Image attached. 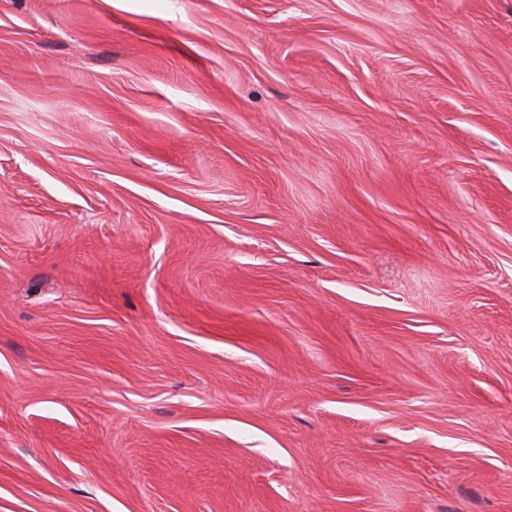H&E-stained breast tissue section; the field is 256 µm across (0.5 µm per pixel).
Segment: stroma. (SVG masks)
Segmentation results:
<instances>
[{
    "mask_svg": "<svg viewBox=\"0 0 512 512\" xmlns=\"http://www.w3.org/2000/svg\"><path fill=\"white\" fill-rule=\"evenodd\" d=\"M0 512H512V0H0Z\"/></svg>",
    "mask_w": 512,
    "mask_h": 512,
    "instance_id": "35a3bbf8",
    "label": "stroma"
}]
</instances>
